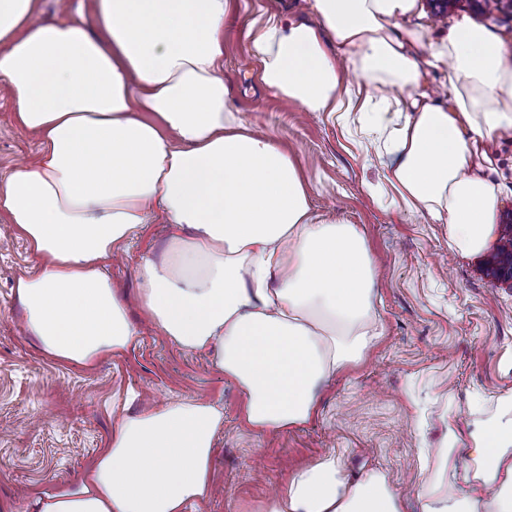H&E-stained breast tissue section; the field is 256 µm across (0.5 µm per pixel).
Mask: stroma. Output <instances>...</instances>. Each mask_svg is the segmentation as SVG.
Listing matches in <instances>:
<instances>
[{
	"label": "stroma",
	"mask_w": 512,
	"mask_h": 512,
	"mask_svg": "<svg viewBox=\"0 0 512 512\" xmlns=\"http://www.w3.org/2000/svg\"><path fill=\"white\" fill-rule=\"evenodd\" d=\"M512 45V0H452L445 13L416 0L399 24L422 44L445 39L460 17ZM313 22L305 0H231L224 18V86L242 124L272 137L302 167L312 210L353 224L381 278L376 301L381 336L363 359L322 391L319 414L300 428L258 435L239 421L242 398L206 353L186 351L147 328L125 353L71 368L44 356L26 336L14 295L39 259L0 214V512H35L37 496L76 483L104 448L112 410L135 390L133 410L170 400L207 398L224 409L216 438L217 494L190 512H233L286 484L289 471L330 453L350 473L376 468L392 484L416 489L420 451L455 432L461 447L484 415L512 398V283L496 279L484 255L461 257L447 225L408 208L385 179L368 142L328 112H307L266 89L248 31L268 20ZM14 100L0 84V181L35 160L38 140L13 120ZM481 172L496 185L498 221L512 225V134L498 136ZM171 234L153 214L107 273L141 322L140 262L161 256Z\"/></svg>",
	"instance_id": "35a3bbf8"
}]
</instances>
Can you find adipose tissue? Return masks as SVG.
Segmentation results:
<instances>
[{"label":"adipose tissue","instance_id":"ef3b65f1","mask_svg":"<svg viewBox=\"0 0 512 512\" xmlns=\"http://www.w3.org/2000/svg\"><path fill=\"white\" fill-rule=\"evenodd\" d=\"M315 23L250 33L261 79L309 112L360 113L386 135L387 180L404 203L448 227L462 257L484 250L496 187L475 170L480 146L512 133V50L460 20L427 62L395 21L414 0H308ZM230 0H93L90 18L38 20L36 0H0V83L38 159L0 185V210L41 261L19 278L26 335L85 366L139 335L105 272L115 249L159 211L167 254L144 256L141 304L178 346L208 352L242 395L258 434L307 424L320 390L379 336L378 272L352 224L315 220L303 175L226 106L224 17ZM367 80L341 89V69ZM446 70L449 105L431 104L423 69ZM410 90L408 111L388 92ZM224 411L182 400L115 418L76 487L38 512H188L213 488ZM469 455L456 438L425 454L421 512H512V416L480 421ZM380 470L350 479L336 454L302 465L284 489L235 512H406Z\"/></svg>","mask_w":512,"mask_h":512}]
</instances>
